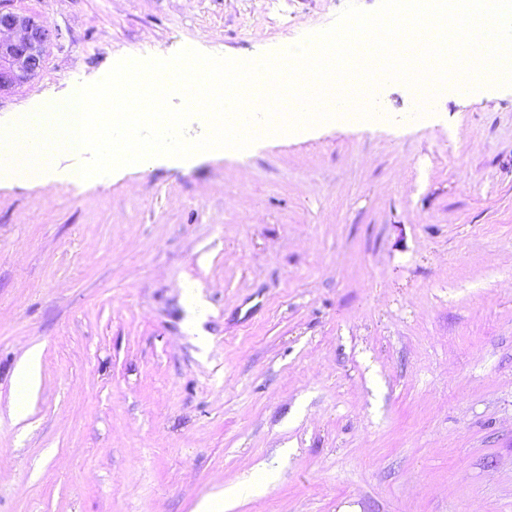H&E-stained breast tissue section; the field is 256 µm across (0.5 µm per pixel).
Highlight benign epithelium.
<instances>
[{"label": "benign epithelium", "instance_id": "benign-epithelium-1", "mask_svg": "<svg viewBox=\"0 0 512 512\" xmlns=\"http://www.w3.org/2000/svg\"><path fill=\"white\" fill-rule=\"evenodd\" d=\"M53 30L22 12L0 7V94L29 82L44 65Z\"/></svg>", "mask_w": 512, "mask_h": 512}]
</instances>
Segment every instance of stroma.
I'll list each match as a JSON object with an SVG mask.
<instances>
[{
	"mask_svg": "<svg viewBox=\"0 0 512 512\" xmlns=\"http://www.w3.org/2000/svg\"><path fill=\"white\" fill-rule=\"evenodd\" d=\"M56 32L0 119L124 57L228 58L347 0H0ZM387 121L0 180V512H512V86ZM207 303L201 351L184 291ZM42 348L13 415V374Z\"/></svg>",
	"mask_w": 512,
	"mask_h": 512,
	"instance_id": "35a3bbf8",
	"label": "stroma"
}]
</instances>
